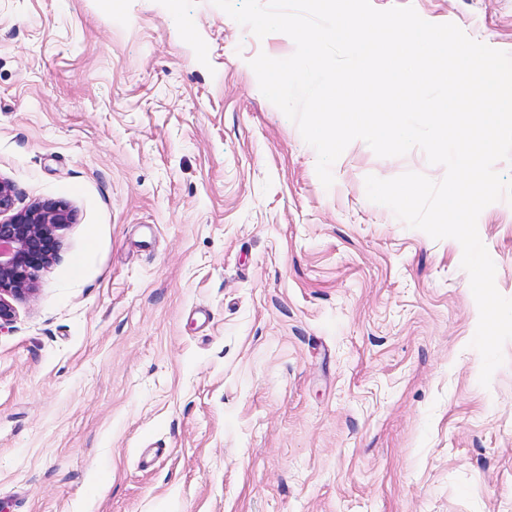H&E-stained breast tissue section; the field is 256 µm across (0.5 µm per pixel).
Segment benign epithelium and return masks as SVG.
I'll list each match as a JSON object with an SVG mask.
<instances>
[{
  "label": "benign epithelium",
  "instance_id": "obj_1",
  "mask_svg": "<svg viewBox=\"0 0 512 512\" xmlns=\"http://www.w3.org/2000/svg\"><path fill=\"white\" fill-rule=\"evenodd\" d=\"M73 221V212L61 201L15 209L13 186L0 178V326L13 320L12 301L36 290L38 273L58 254L60 231Z\"/></svg>",
  "mask_w": 512,
  "mask_h": 512
}]
</instances>
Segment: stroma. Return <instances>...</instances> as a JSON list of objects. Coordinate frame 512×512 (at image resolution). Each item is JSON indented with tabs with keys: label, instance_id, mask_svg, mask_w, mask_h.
Listing matches in <instances>:
<instances>
[{
	"label": "stroma",
	"instance_id": "obj_1",
	"mask_svg": "<svg viewBox=\"0 0 512 512\" xmlns=\"http://www.w3.org/2000/svg\"><path fill=\"white\" fill-rule=\"evenodd\" d=\"M512 53V0H371ZM211 0H0V176L74 222L0 328V512H512L463 249L317 153ZM478 234L512 298V204Z\"/></svg>",
	"mask_w": 512,
	"mask_h": 512
}]
</instances>
